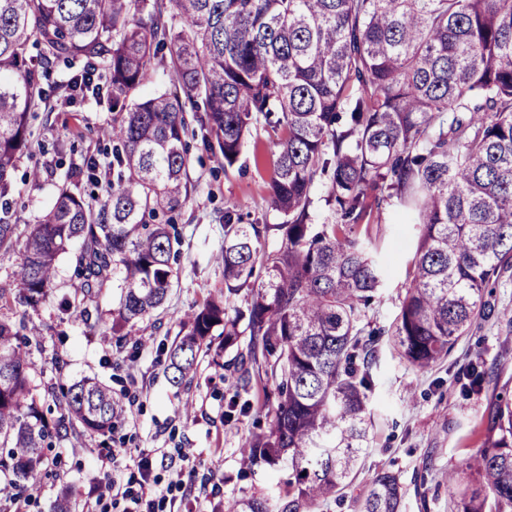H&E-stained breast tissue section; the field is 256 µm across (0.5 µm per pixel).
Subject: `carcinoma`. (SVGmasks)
I'll use <instances>...</instances> for the list:
<instances>
[{"label":"carcinoma","mask_w":512,"mask_h":512,"mask_svg":"<svg viewBox=\"0 0 512 512\" xmlns=\"http://www.w3.org/2000/svg\"><path fill=\"white\" fill-rule=\"evenodd\" d=\"M165 50L172 88L133 99ZM59 62L75 69L69 102L91 85L106 91L112 184L99 197L65 179L18 249L13 174ZM189 108L226 168L252 128L274 132L270 205L282 222L244 224L224 209L225 289L187 314L165 373L177 388L190 380L217 327L226 351L246 339L224 420L266 409L240 453L251 469L288 475L228 512H322L342 500L369 441L376 350L364 317L387 272L370 226L392 209L416 231L390 333L415 368L442 360L485 315V288L512 262V0H0V251L18 254L0 310L46 302L76 240L86 280L120 276L112 332L164 304L190 196ZM76 174L98 185L95 159ZM272 230L281 246L266 252ZM242 288L246 309L229 308ZM26 330L0 317V475L17 497L40 483L63 432L109 437L126 413L111 386L87 377L61 384L48 418L31 379L42 345ZM465 468L476 487L448 474L454 512H512V398L490 402ZM401 501L399 478L377 472L360 512H399Z\"/></svg>","instance_id":"cac0c4a2"}]
</instances>
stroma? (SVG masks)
I'll return each instance as SVG.
<instances>
[{"mask_svg":"<svg viewBox=\"0 0 512 512\" xmlns=\"http://www.w3.org/2000/svg\"><path fill=\"white\" fill-rule=\"evenodd\" d=\"M71 75L62 66L52 69L49 82L55 92L48 108L31 119L32 142L19 168H40L42 177L36 184L14 183L13 221L22 232L52 206L69 167L92 155L101 170L109 168L112 114L106 102L92 95L67 104L64 87ZM188 154L193 191L178 220L173 286L163 307L132 327L133 335L148 340L135 360H123L112 334L119 289L83 287L74 253L59 256L51 297L27 312L26 319L39 336L48 339L57 330L65 331L66 383L84 377L109 383L123 394L127 414L109 445L80 437L48 451L45 475L26 512H51L70 485L80 491L73 512H92V489L99 473L110 470L127 476L142 450L152 454V476L159 490L167 489L176 470L185 471L199 512H213L216 505L271 483L261 468L246 477L240 474V447L249 434L265 427L266 417L254 411L225 422V403L234 392L224 368L229 353L201 354L193 381L178 389L165 376L163 350L179 336L184 314L224 285V269L216 256L224 245L220 217L225 208L242 205L248 223H280V215L269 206L276 160L273 135L261 127L254 129L239 161L229 169L206 152L200 138L189 139ZM383 218L371 233L388 245L391 272L366 311L370 329L379 334L369 394L373 426L362 470L331 512H359L368 480L378 471L398 476L402 512H453L449 471H463L467 456L479 447L489 402L502 394L512 396V269L485 293L489 318L474 322L439 365L411 367L389 348L386 333L398 312L415 239L409 228H393L391 213ZM65 296L75 297L79 307L91 312L92 324L75 319L61 323L59 302ZM473 362L483 363L486 374L480 389L466 395L461 386ZM187 406L192 409L188 415L183 412Z\"/></svg>","mask_w":512,"mask_h":512,"instance_id":"1","label":"stroma"}]
</instances>
